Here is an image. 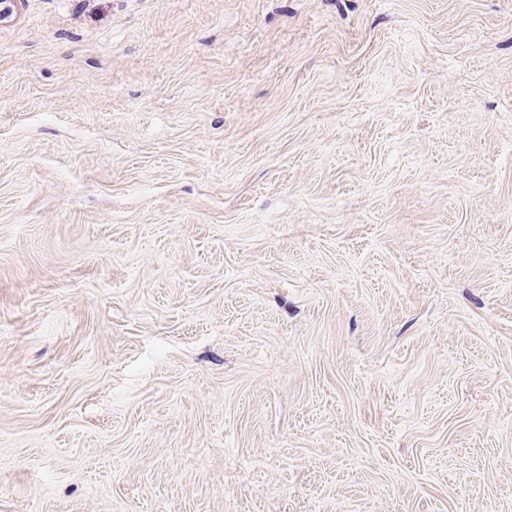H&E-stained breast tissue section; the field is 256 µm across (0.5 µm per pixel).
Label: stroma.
Masks as SVG:
<instances>
[{
	"label": "stroma",
	"instance_id": "stroma-1",
	"mask_svg": "<svg viewBox=\"0 0 512 512\" xmlns=\"http://www.w3.org/2000/svg\"><path fill=\"white\" fill-rule=\"evenodd\" d=\"M0 512H512V0H19Z\"/></svg>",
	"mask_w": 512,
	"mask_h": 512
}]
</instances>
